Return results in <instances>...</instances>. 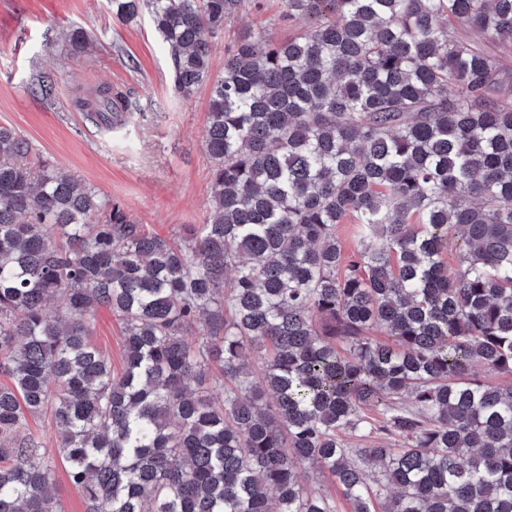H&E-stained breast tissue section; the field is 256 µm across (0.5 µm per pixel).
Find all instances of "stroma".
<instances>
[{
  "mask_svg": "<svg viewBox=\"0 0 512 512\" xmlns=\"http://www.w3.org/2000/svg\"><path fill=\"white\" fill-rule=\"evenodd\" d=\"M303 23L289 19L286 0H247L212 40L211 78L238 36L261 33L285 40ZM81 31L84 44L70 42ZM53 76L55 95L31 93L36 73ZM123 90L141 121L102 131L87 123L74 101L88 88ZM210 86L175 95L172 67L147 11L117 19L110 0H0V126L30 142L31 162L48 161L122 202L129 217L151 233L179 240L183 225L203 223L211 198L205 150ZM91 340L124 367L122 325L107 308L90 318Z\"/></svg>",
  "mask_w": 512,
  "mask_h": 512,
  "instance_id": "35a3bbf8",
  "label": "stroma"
}]
</instances>
